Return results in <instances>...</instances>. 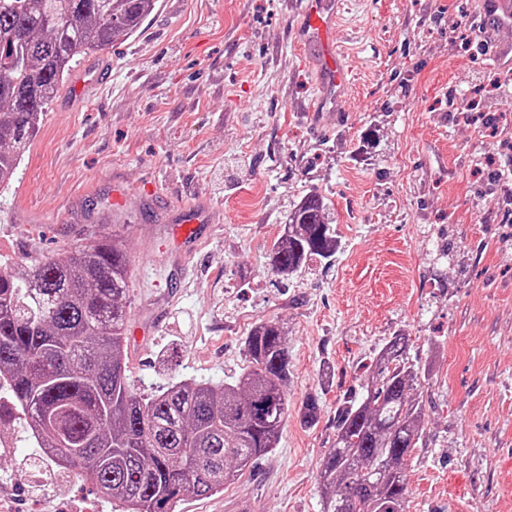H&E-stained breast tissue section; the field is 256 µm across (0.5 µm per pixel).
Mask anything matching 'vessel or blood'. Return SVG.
<instances>
[{
    "instance_id": "1",
    "label": "vessel or blood",
    "mask_w": 512,
    "mask_h": 512,
    "mask_svg": "<svg viewBox=\"0 0 512 512\" xmlns=\"http://www.w3.org/2000/svg\"><path fill=\"white\" fill-rule=\"evenodd\" d=\"M301 6L302 24L297 34L306 44L319 49V79L322 102L329 105L337 119H344L340 91L351 76L336 43L335 21L343 7L342 0H298Z\"/></svg>"
}]
</instances>
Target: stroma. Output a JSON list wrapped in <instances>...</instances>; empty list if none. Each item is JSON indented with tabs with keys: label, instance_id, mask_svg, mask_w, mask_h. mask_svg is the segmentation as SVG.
Wrapping results in <instances>:
<instances>
[{
	"label": "stroma",
	"instance_id": "stroma-1",
	"mask_svg": "<svg viewBox=\"0 0 512 512\" xmlns=\"http://www.w3.org/2000/svg\"><path fill=\"white\" fill-rule=\"evenodd\" d=\"M483 0H345V123L312 118L316 54L295 0H159L133 37L82 58L49 104L11 189L0 261L112 236L128 251V357L138 393L213 384L248 366L261 320L287 332L288 416L277 448L233 484L175 512H324L318 474L336 408L396 334L428 376L407 512H512V181H488L512 94L471 33ZM105 70L85 95L74 85ZM339 248L293 279L270 248L310 192ZM215 224L187 243L183 210ZM466 270L434 284L432 250ZM319 421L304 426L309 394ZM24 420L0 410V512H122L79 469L32 473Z\"/></svg>",
	"mask_w": 512,
	"mask_h": 512
}]
</instances>
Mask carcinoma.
Instances as JSON below:
<instances>
[{
    "label": "carcinoma",
    "instance_id": "obj_1",
    "mask_svg": "<svg viewBox=\"0 0 512 512\" xmlns=\"http://www.w3.org/2000/svg\"><path fill=\"white\" fill-rule=\"evenodd\" d=\"M157 0H0V189L78 58L131 37ZM338 247L324 198L307 195L274 241L270 264L289 279ZM131 260L116 241L0 269V379L31 436L33 467L80 468L92 489L131 512L140 499L174 512L218 492L277 447L288 412L284 327L258 321L247 370L222 385L181 381L145 398L127 377ZM424 370L398 334L356 394L336 407V439L320 472L324 512H406L407 471L422 444ZM320 399L302 416L317 422Z\"/></svg>",
    "mask_w": 512,
    "mask_h": 512
}]
</instances>
